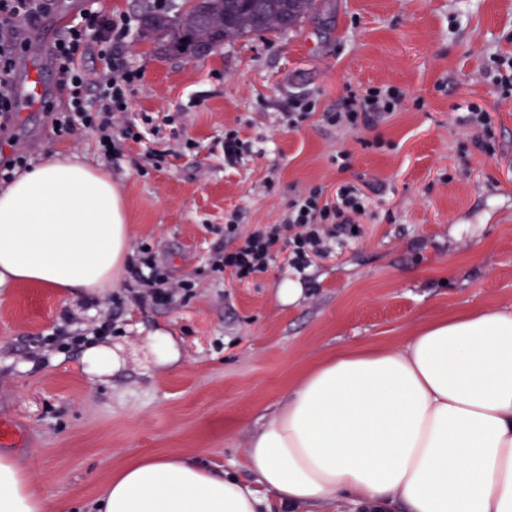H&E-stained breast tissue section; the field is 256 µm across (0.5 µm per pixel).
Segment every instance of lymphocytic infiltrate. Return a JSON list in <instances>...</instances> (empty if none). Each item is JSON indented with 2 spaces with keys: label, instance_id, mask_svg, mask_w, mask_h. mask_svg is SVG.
I'll return each mask as SVG.
<instances>
[{
  "label": "lymphocytic infiltrate",
  "instance_id": "f902f5d3",
  "mask_svg": "<svg viewBox=\"0 0 512 512\" xmlns=\"http://www.w3.org/2000/svg\"><path fill=\"white\" fill-rule=\"evenodd\" d=\"M51 0H0V119L10 120L14 110L13 71L16 60L28 44V27L48 11ZM131 20L119 14L106 15L90 4L49 49L58 75V86L65 91L68 104L55 108L44 101L54 130L71 132L91 128L109 159L121 156L115 148L119 136L131 135V128H118L115 118L129 109V92L140 79V71L131 69L118 55V48L130 35ZM95 59V72H88L86 59ZM401 94L395 89L347 96L340 110L328 113L330 123L356 127L371 125L376 119L396 111ZM364 197L356 187L340 186L335 200L323 197L319 188L300 196L291 206L288 225V264L305 272L315 258L330 251L333 241L352 232L354 219L364 214ZM280 240L277 231H256L219 260V268L231 269L244 279L262 272L275 259ZM128 273L142 288L141 302L168 303L171 290L167 280L157 272L151 256H143L130 265Z\"/></svg>",
  "mask_w": 512,
  "mask_h": 512
}]
</instances>
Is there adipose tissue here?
Listing matches in <instances>:
<instances>
[{"mask_svg": "<svg viewBox=\"0 0 512 512\" xmlns=\"http://www.w3.org/2000/svg\"><path fill=\"white\" fill-rule=\"evenodd\" d=\"M128 226L109 174L51 156L0 190V284L93 290L124 269ZM259 490L193 457H139L103 483L98 512H290L328 498L359 512H512V311L420 327L399 346L323 355L244 449ZM0 512H58L0 452Z\"/></svg>", "mask_w": 512, "mask_h": 512, "instance_id": "adipose-tissue-1", "label": "adipose tissue"}]
</instances>
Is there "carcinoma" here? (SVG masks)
Here are the masks:
<instances>
[{
	"mask_svg": "<svg viewBox=\"0 0 512 512\" xmlns=\"http://www.w3.org/2000/svg\"><path fill=\"white\" fill-rule=\"evenodd\" d=\"M318 0H199L173 16L147 13L143 31L165 54L197 56L260 32H286L318 11Z\"/></svg>",
	"mask_w": 512,
	"mask_h": 512,
	"instance_id": "carcinoma-1",
	"label": "carcinoma"
}]
</instances>
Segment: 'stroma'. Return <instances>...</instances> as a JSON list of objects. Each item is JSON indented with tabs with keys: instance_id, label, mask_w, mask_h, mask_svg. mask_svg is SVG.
<instances>
[{
	"instance_id": "stroma-1",
	"label": "stroma",
	"mask_w": 512,
	"mask_h": 512,
	"mask_svg": "<svg viewBox=\"0 0 512 512\" xmlns=\"http://www.w3.org/2000/svg\"><path fill=\"white\" fill-rule=\"evenodd\" d=\"M153 0H99L132 20L121 49L143 73L123 124L140 140L114 162L84 128L56 132L39 106L14 116L0 157L22 148L106 170L124 198L128 249H147L178 289L164 306L131 299L128 277L94 293L0 285V452L27 459L62 512H92L109 473L147 453L190 452L249 487L243 450L256 421L324 353L394 345L422 323L512 309V0H322L297 29L229 41L203 58L166 55L142 33ZM66 103L39 45L15 68ZM394 86L401 106L373 127L329 125L347 88ZM308 104L288 124L293 101ZM492 118L493 154L461 122ZM244 144L224 156V138ZM168 151V166L148 157ZM348 153L339 169L336 156ZM350 184L366 196L359 236L299 276L280 252L250 280L213 271L228 218L246 236L284 223L302 192ZM297 281L295 303L278 298ZM105 336H97L100 325ZM178 353L160 365L152 338ZM104 344L124 359L97 378ZM84 361L100 377L111 376L121 366L119 356L107 346H91L84 353Z\"/></svg>"
}]
</instances>
